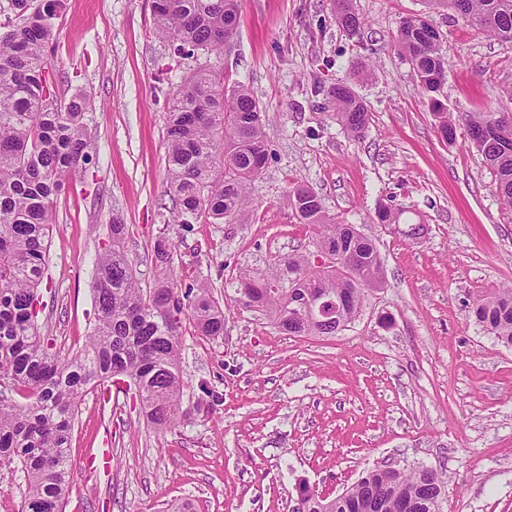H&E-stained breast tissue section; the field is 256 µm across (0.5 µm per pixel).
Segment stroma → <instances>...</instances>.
<instances>
[{
    "label": "stroma",
    "instance_id": "1",
    "mask_svg": "<svg viewBox=\"0 0 512 512\" xmlns=\"http://www.w3.org/2000/svg\"><path fill=\"white\" fill-rule=\"evenodd\" d=\"M353 5L351 34L332 0H240L223 52L189 57L155 35L152 0H59L48 59L58 97L93 102L92 162L54 203L41 334L63 357L84 346L94 263L115 220L142 287L167 237L179 284L208 288L226 313L218 338L182 324L183 403L215 391L213 411L161 431L125 385L85 397L63 512H166L175 500L192 512H292L299 484L333 498L383 465L445 474L442 512H512V347L470 312L482 289L512 285V209L464 125L442 140L394 36L403 19L430 16L447 70L439 99L456 116L512 112V49L427 0ZM202 65L251 90L269 159L241 222L184 227L168 221L165 113ZM339 82L370 114L362 136L336 120L327 90ZM299 185L372 239L383 263L382 286L332 337L281 333L236 292L241 272L312 252V229L284 203ZM382 205L424 224L422 237L379 224Z\"/></svg>",
    "mask_w": 512,
    "mask_h": 512
}]
</instances>
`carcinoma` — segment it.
I'll return each instance as SVG.
<instances>
[{"label": "carcinoma", "instance_id": "1", "mask_svg": "<svg viewBox=\"0 0 512 512\" xmlns=\"http://www.w3.org/2000/svg\"><path fill=\"white\" fill-rule=\"evenodd\" d=\"M18 23L0 25V465L21 466L27 492L22 512H62L71 484L69 448L78 407L88 392L116 378L136 387L143 416L157 430L183 415L180 366L182 315L189 312L202 336L224 335V309L205 288L182 289L175 281V244L160 237L153 246L154 287L139 288L126 249V225L110 226L111 244L98 255L93 272L97 319L89 342L68 359L52 352L38 331L35 304L43 282L54 199L91 162L85 112L89 101L76 95L58 103L47 49L55 34V5L30 9L11 0ZM469 25L512 48V0H436ZM336 23L355 32L361 21L350 0H332ZM155 34L175 53L224 48L237 27L239 0H153ZM429 24L401 22L398 50L409 56L428 97L445 80L440 40ZM336 120L360 134L369 113L350 86L327 90ZM469 137L496 178V191L512 208V113L473 112L465 116ZM268 160L262 110L239 84L227 94L224 74L200 68L183 81L166 112L167 190L172 223L233 224L249 208L248 185ZM289 208L299 223L316 231L315 243L358 258L348 274L319 270L305 255H294L282 272L266 278L239 276L238 292L249 306L269 315L290 336H334L353 322L365 292L382 283L383 265L370 239L351 224L328 215L316 192L289 191ZM344 308L324 314L306 309L313 292ZM477 325L512 346V286L476 296ZM27 399L21 403L15 396ZM445 478L434 470L372 469L336 501L308 485L297 489L294 512H441Z\"/></svg>", "mask_w": 512, "mask_h": 512}]
</instances>
